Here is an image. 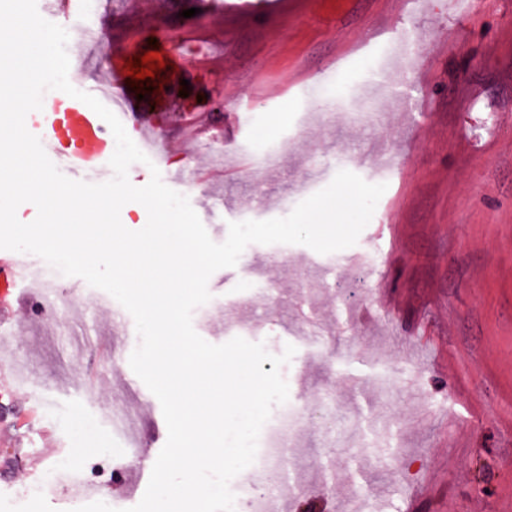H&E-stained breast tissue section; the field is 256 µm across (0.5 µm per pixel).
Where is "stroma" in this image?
<instances>
[{
	"label": "stroma",
	"mask_w": 512,
	"mask_h": 512,
	"mask_svg": "<svg viewBox=\"0 0 512 512\" xmlns=\"http://www.w3.org/2000/svg\"><path fill=\"white\" fill-rule=\"evenodd\" d=\"M114 0L93 69L149 45V24L184 34L185 48L228 68H184L188 96L206 115L188 153L171 155L166 184L188 197L210 238L229 223L287 216L341 170L386 184L355 245L319 254L304 245H249L213 273L193 313L207 342L229 341L227 315L251 342L296 353L281 373L299 410L292 438L305 485L271 512H512V0ZM385 100L372 122H341L349 90ZM328 114L307 115L318 102ZM275 168L254 171L256 148ZM279 258L268 267V258ZM65 278L23 301L0 292L17 321L0 326L27 386L0 367V457L46 451L24 478L0 473V512H74L65 491L17 504L23 483L51 478L95 421L136 404L151 457L167 440L158 399L127 357L132 316L112 322L115 299ZM125 356L104 364L100 349ZM333 405L322 406L323 395ZM370 492L354 504L353 482Z\"/></svg>",
	"instance_id": "stroma-1"
}]
</instances>
